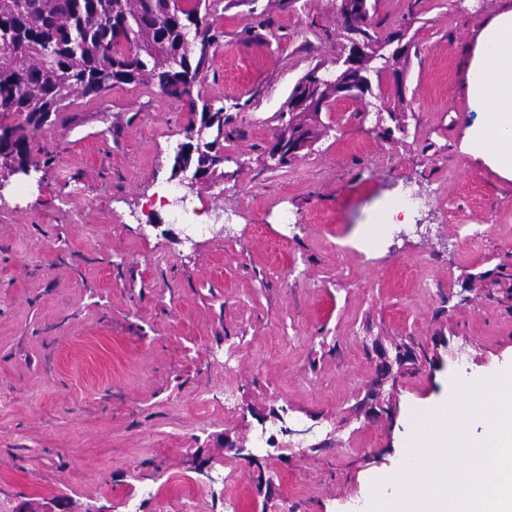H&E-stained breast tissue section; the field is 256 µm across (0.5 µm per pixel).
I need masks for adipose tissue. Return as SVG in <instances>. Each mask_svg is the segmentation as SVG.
<instances>
[{
    "label": "adipose tissue",
    "mask_w": 512,
    "mask_h": 512,
    "mask_svg": "<svg viewBox=\"0 0 512 512\" xmlns=\"http://www.w3.org/2000/svg\"><path fill=\"white\" fill-rule=\"evenodd\" d=\"M466 96L483 123L468 128L461 150L512 179V9L484 20L467 70Z\"/></svg>",
    "instance_id": "ef3b65f1"
}]
</instances>
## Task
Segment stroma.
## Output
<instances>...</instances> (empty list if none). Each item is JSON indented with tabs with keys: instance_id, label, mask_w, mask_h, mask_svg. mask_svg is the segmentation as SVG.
<instances>
[{
	"instance_id": "35a3bbf8",
	"label": "stroma",
	"mask_w": 512,
	"mask_h": 512,
	"mask_svg": "<svg viewBox=\"0 0 512 512\" xmlns=\"http://www.w3.org/2000/svg\"><path fill=\"white\" fill-rule=\"evenodd\" d=\"M511 8L371 0L396 72L302 114L312 144L279 166L293 87L347 44L338 0H209L211 178L175 169L193 116L147 84L72 94L30 174L0 163V512H362L413 412L512 368V180L460 151L477 28ZM408 188L429 203L402 237L382 217ZM410 341L437 362L379 383L374 346Z\"/></svg>"
}]
</instances>
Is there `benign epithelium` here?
<instances>
[{
    "mask_svg": "<svg viewBox=\"0 0 512 512\" xmlns=\"http://www.w3.org/2000/svg\"><path fill=\"white\" fill-rule=\"evenodd\" d=\"M370 10V0H340L339 12L344 17L351 19L366 17ZM403 47L399 46L387 54L378 55L373 52L369 43L350 40L346 47V56L341 58L342 64L339 75L330 80L318 67L308 74L296 85L288 100L290 112L318 113L329 106L328 93H333L338 98L348 96H362L371 88V82L366 76L368 72V60L382 57L388 66H393ZM190 144H183L175 157L176 168L184 171L188 168L185 157L195 152L200 153L204 149L203 144H195V135H189ZM311 143L310 132L305 129L296 130L291 126L285 127L279 139L271 146L270 154L277 161H287L298 155L300 151Z\"/></svg>",
    "mask_w": 512,
    "mask_h": 512,
    "instance_id": "benign-epithelium-1",
    "label": "benign epithelium"
}]
</instances>
